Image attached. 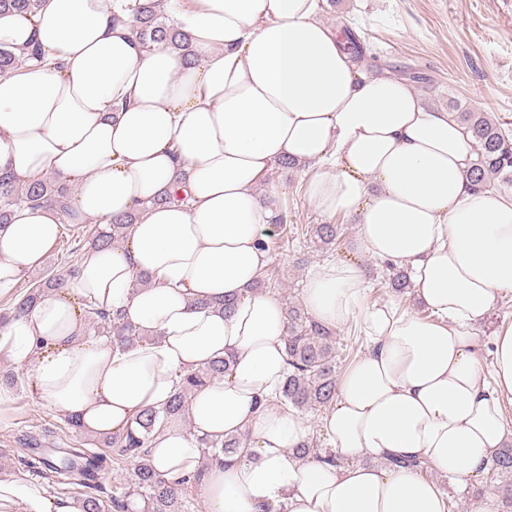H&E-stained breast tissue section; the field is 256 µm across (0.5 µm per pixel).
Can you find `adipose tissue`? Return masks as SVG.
I'll list each match as a JSON object with an SVG mask.
<instances>
[{
    "instance_id": "ef3b65f1",
    "label": "adipose tissue",
    "mask_w": 512,
    "mask_h": 512,
    "mask_svg": "<svg viewBox=\"0 0 512 512\" xmlns=\"http://www.w3.org/2000/svg\"><path fill=\"white\" fill-rule=\"evenodd\" d=\"M129 2L0 13V50L24 58L0 75V176L74 191L66 215L12 207L0 294L44 262L63 225L108 232L133 219L121 247L85 248L66 287L0 327V349L27 365L38 400L93 436L125 431L183 375L231 357L150 443L166 478L200 476L205 512H447L436 482L393 461L418 456L462 482L512 443V321L494 332L490 363L476 336L512 302V195L471 188L466 125L362 72L322 0H192L170 12L186 53L143 45ZM285 159L303 168L317 213L356 226L353 257L310 272L302 303L328 328L358 325L368 345L321 419L328 449L304 455L310 425L273 403L288 314L253 290L273 262L261 243L286 189L268 176ZM366 259L406 267L418 310L364 304ZM140 275L149 285L135 287ZM90 307L123 313L142 340L88 336ZM243 433L244 457L203 464L202 440ZM0 512L80 510L11 478Z\"/></svg>"
}]
</instances>
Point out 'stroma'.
<instances>
[{"instance_id":"obj_1","label":"stroma","mask_w":512,"mask_h":512,"mask_svg":"<svg viewBox=\"0 0 512 512\" xmlns=\"http://www.w3.org/2000/svg\"><path fill=\"white\" fill-rule=\"evenodd\" d=\"M321 18L338 27L350 20L362 22L364 46L361 68L409 82L425 103L455 113L477 109L512 124V0H323ZM270 180L283 184L282 200L289 223L310 229L323 218L310 206L304 176L296 169L274 168ZM86 225L66 226L43 267L32 271L11 294L0 296V311L8 312L45 277L47 270L66 269L78 262L86 244ZM349 256L346 246L325 251L302 237L287 250L275 251L273 263L282 282L276 297L300 298L309 271L317 264ZM0 388L9 392L0 405V478H26L17 459L27 436L45 448H88L103 451L97 437L75 432L65 417L32 394L24 368L7 352H0ZM448 495V512H499L495 488L471 479L457 489L448 478L428 471Z\"/></svg>"}]
</instances>
